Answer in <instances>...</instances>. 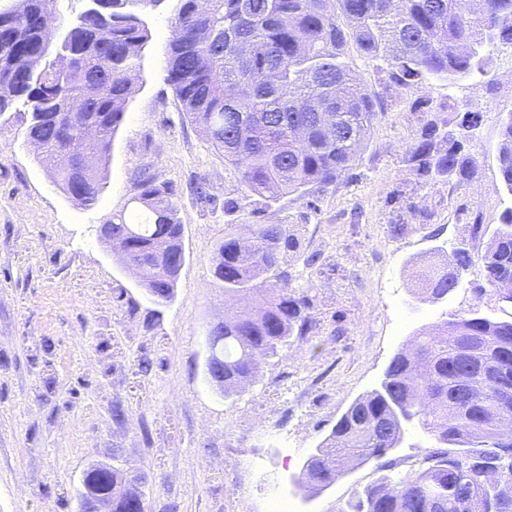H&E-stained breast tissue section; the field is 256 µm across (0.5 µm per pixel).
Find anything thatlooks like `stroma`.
Masks as SVG:
<instances>
[{
  "label": "stroma",
  "instance_id": "obj_1",
  "mask_svg": "<svg viewBox=\"0 0 512 512\" xmlns=\"http://www.w3.org/2000/svg\"><path fill=\"white\" fill-rule=\"evenodd\" d=\"M175 8L176 0H159L142 11L151 34L142 84L94 204L58 188L27 140V111L0 116V512H79L84 471L115 455L141 476L146 512H267L279 492L294 496L299 512H347L381 476L418 469L431 445L412 426L394 453L320 493L299 489L291 475L347 408L378 386L420 330L474 309L512 319L482 265L439 303L418 301L414 278L471 239L472 225L494 229L512 206L497 160L512 112V45L487 46L484 84L403 86L348 43L345 59L376 100L358 164L333 185L267 200L185 118L166 80ZM466 112L482 116L467 144L478 161L473 176L419 174L408 150L427 123L452 127ZM147 176L172 189L183 226L186 261L162 305L97 232L113 215L139 210ZM200 181L209 201L192 192ZM251 224H282L297 236L299 249L281 268L309 292L311 328L227 398L204 377L209 331L227 312L214 257L227 234ZM395 224L410 230L393 235Z\"/></svg>",
  "mask_w": 512,
  "mask_h": 512
}]
</instances>
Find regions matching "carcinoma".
I'll return each instance as SVG.
<instances>
[{"mask_svg":"<svg viewBox=\"0 0 512 512\" xmlns=\"http://www.w3.org/2000/svg\"><path fill=\"white\" fill-rule=\"evenodd\" d=\"M102 12L82 11L68 37L49 49L42 15L54 0H12L0 15V116L29 107L27 137L42 145L41 162L60 190L80 205L106 184L112 139L122 123L150 33L131 5L106 0ZM177 0L167 52V82L188 120L224 155L254 193L275 200L326 187L350 171L374 116V103L343 61L350 41L387 63L404 86L431 78L450 83L487 74L484 48L512 43V0ZM71 58L59 68L50 55ZM84 101L75 110L73 102ZM482 121L465 113L454 129L428 124L410 150L416 171L468 179L476 160L466 152ZM69 130L59 136L56 125ZM63 151L92 155L91 164L59 168ZM498 160L512 193V114L502 123ZM136 200L147 213L112 217V238L140 265L139 284L157 302L177 286L171 257L183 251V225L169 188L143 180ZM298 241L282 224H253L217 249L224 293L244 306L224 319V384L229 397L253 383L269 360L307 327L310 298L276 273L282 249ZM483 266L499 300L512 304V206L503 210L484 250L454 249L448 263L417 271L422 298L451 294L448 268ZM386 391L356 399L321 442L312 463L327 462L334 483L351 465L381 457L389 439L416 425L433 441L428 466L363 490L349 512H512V320L473 312L421 331L392 359ZM129 479L112 466L100 492L113 512H132Z\"/></svg>","mask_w":512,"mask_h":512,"instance_id":"1","label":"carcinoma"}]
</instances>
